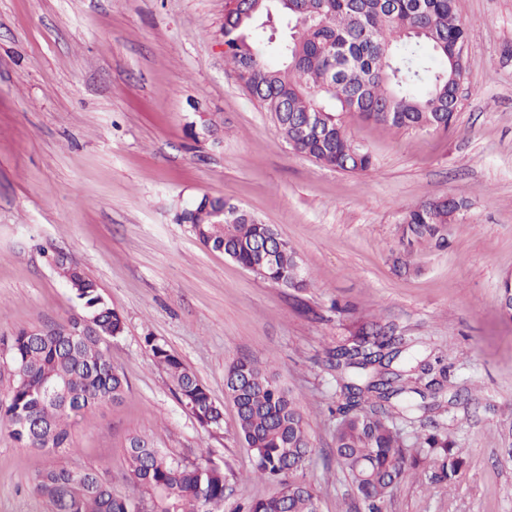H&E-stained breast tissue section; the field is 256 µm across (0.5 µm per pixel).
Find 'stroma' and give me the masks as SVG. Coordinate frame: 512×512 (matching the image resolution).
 I'll list each match as a JSON object with an SVG mask.
<instances>
[{
  "instance_id": "obj_1",
  "label": "stroma",
  "mask_w": 512,
  "mask_h": 512,
  "mask_svg": "<svg viewBox=\"0 0 512 512\" xmlns=\"http://www.w3.org/2000/svg\"><path fill=\"white\" fill-rule=\"evenodd\" d=\"M227 0H0V335L81 314L47 258L95 280L124 320L108 341L128 387L72 426V451L21 448L0 424V512H49L34 477L58 465L106 470L128 494V440L218 466L221 512L276 492L253 480L224 392L227 364L270 362L298 395L314 451L299 479L320 512H367L332 456L340 390L325 360L377 318L441 357L446 415L464 450L453 485L399 483L384 512H512V0H457L470 31L450 127L397 130L347 120L375 167L354 175L295 152L224 61ZM272 224L310 281L297 291L204 248L176 220L203 195ZM465 199L443 249L406 253L405 214L429 197ZM408 256L409 270L395 258ZM164 343L221 406L220 427L180 404L147 337Z\"/></svg>"
}]
</instances>
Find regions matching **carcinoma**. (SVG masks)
Listing matches in <instances>:
<instances>
[{"label": "carcinoma", "instance_id": "obj_1", "mask_svg": "<svg viewBox=\"0 0 512 512\" xmlns=\"http://www.w3.org/2000/svg\"><path fill=\"white\" fill-rule=\"evenodd\" d=\"M287 20L288 39L263 35L273 15ZM470 33L456 0H229L224 13V61L238 85L271 114L293 149L336 170L367 174L373 156L349 134L344 117L396 129L436 131L453 120L448 92L449 58ZM467 202L429 198L403 219L402 239L445 248L448 229ZM204 247L220 251L255 277L283 288L308 286L300 257L271 224L222 197L203 196L177 214ZM83 305V314L42 328L0 336L11 383L0 399V422L21 448L64 455L74 419L122 400L127 381L107 355V340L123 331L122 316L97 283L49 255ZM500 311L512 320V280L503 278ZM154 361L169 375L181 404L204 426H217L221 409L207 388L165 345L147 338ZM410 343L371 319L328 353L341 402L336 408L333 454L368 512H382L393 488L419 469L433 483L451 484L464 460L434 414L447 412L441 394L445 373L432 363L403 357ZM65 379V396L45 393L47 379ZM226 397L237 411V434L253 453V473L278 482V491L253 499L245 512H318L310 485L293 479L313 453L300 402L269 367L240 357L225 368ZM419 396L408 411L404 403ZM430 429L407 443L401 423ZM127 480L137 494L117 496L106 473L56 466L39 473L33 491L51 512H140L157 499L162 512H210L224 501V474L185 464L142 437L127 448Z\"/></svg>", "mask_w": 512, "mask_h": 512}]
</instances>
